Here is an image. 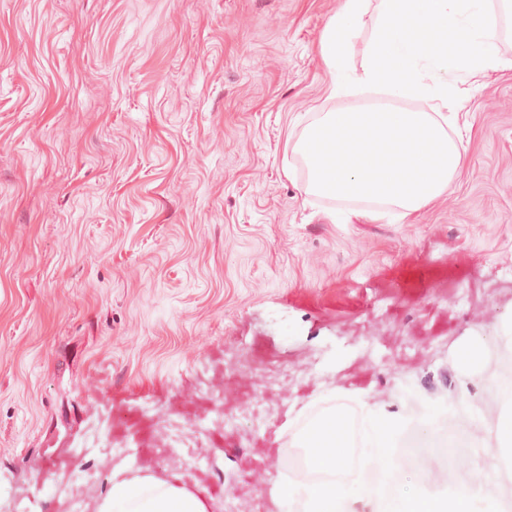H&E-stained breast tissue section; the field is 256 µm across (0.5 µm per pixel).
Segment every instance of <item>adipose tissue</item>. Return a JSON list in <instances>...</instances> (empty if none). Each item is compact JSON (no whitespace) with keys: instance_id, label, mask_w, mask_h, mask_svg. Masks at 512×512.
<instances>
[{"instance_id":"1","label":"adipose tissue","mask_w":512,"mask_h":512,"mask_svg":"<svg viewBox=\"0 0 512 512\" xmlns=\"http://www.w3.org/2000/svg\"><path fill=\"white\" fill-rule=\"evenodd\" d=\"M98 512H209L205 498L180 482L112 473V487Z\"/></svg>"}]
</instances>
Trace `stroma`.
I'll return each mask as SVG.
<instances>
[{
  "label": "stroma",
  "instance_id": "stroma-1",
  "mask_svg": "<svg viewBox=\"0 0 512 512\" xmlns=\"http://www.w3.org/2000/svg\"><path fill=\"white\" fill-rule=\"evenodd\" d=\"M343 0H0V497L44 452L151 447L154 407L208 461L138 457L221 499L270 496L295 430L363 395L456 392L457 341L512 321V69L463 73L466 165L398 220L307 193L296 151L334 98ZM246 349L255 364L227 365ZM284 383L265 389L269 372ZM284 407L266 428L246 410ZM236 417L244 447L215 428ZM253 481H237L243 466Z\"/></svg>",
  "mask_w": 512,
  "mask_h": 512
}]
</instances>
